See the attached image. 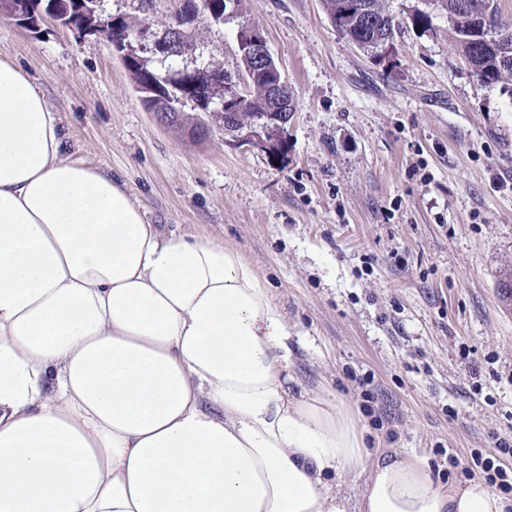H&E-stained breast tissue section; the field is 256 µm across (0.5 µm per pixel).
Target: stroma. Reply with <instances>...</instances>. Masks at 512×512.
Returning a JSON list of instances; mask_svg holds the SVG:
<instances>
[{
  "instance_id": "35a3bbf8",
  "label": "stroma",
  "mask_w": 512,
  "mask_h": 512,
  "mask_svg": "<svg viewBox=\"0 0 512 512\" xmlns=\"http://www.w3.org/2000/svg\"><path fill=\"white\" fill-rule=\"evenodd\" d=\"M241 20L293 90L275 158L214 121L200 142L159 124L99 36L0 18V54L150 223L241 251L288 317L289 392L337 398L368 449L461 478L512 444V77L482 83L439 15L373 58L323 0H242L201 28L203 61L234 69Z\"/></svg>"
}]
</instances>
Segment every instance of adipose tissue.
<instances>
[{
	"instance_id": "adipose-tissue-1",
	"label": "adipose tissue",
	"mask_w": 512,
	"mask_h": 512,
	"mask_svg": "<svg viewBox=\"0 0 512 512\" xmlns=\"http://www.w3.org/2000/svg\"><path fill=\"white\" fill-rule=\"evenodd\" d=\"M289 336L240 250L151 224L0 55V512H512L289 394Z\"/></svg>"
}]
</instances>
